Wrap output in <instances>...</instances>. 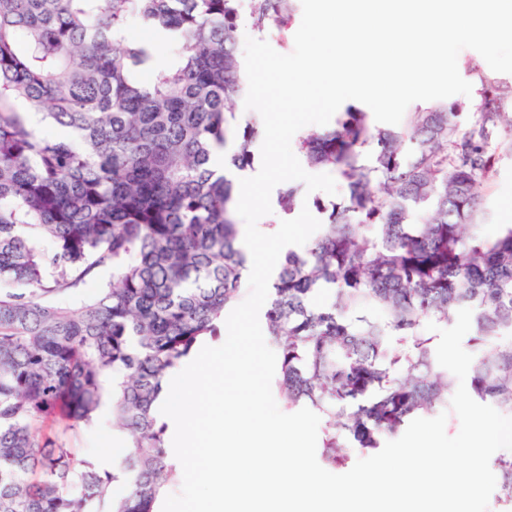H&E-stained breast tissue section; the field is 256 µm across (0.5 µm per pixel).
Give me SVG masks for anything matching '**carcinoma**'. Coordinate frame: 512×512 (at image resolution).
I'll return each instance as SVG.
<instances>
[{
	"mask_svg": "<svg viewBox=\"0 0 512 512\" xmlns=\"http://www.w3.org/2000/svg\"><path fill=\"white\" fill-rule=\"evenodd\" d=\"M293 11L251 0L252 28L285 30ZM238 15L239 0H0V512H156L180 476L156 408L170 375L223 339L247 275L234 186L213 169L229 144L225 165L253 166L260 134L233 112L248 89ZM134 20L172 44L167 62L128 35ZM506 95L481 81L467 126L455 102L416 109L408 131L350 108L298 138L348 195L280 258L262 326L277 398L320 417L327 467L381 451L416 418L454 419L456 377L422 327L462 308L467 391L512 416V225L486 233L478 192ZM21 105L69 136L38 133ZM299 199L282 189L265 226ZM104 268L96 297L53 301ZM105 408L122 441L109 464L40 429L91 428ZM490 468L512 512V451Z\"/></svg>",
	"mask_w": 512,
	"mask_h": 512,
	"instance_id": "carcinoma-1",
	"label": "carcinoma"
}]
</instances>
